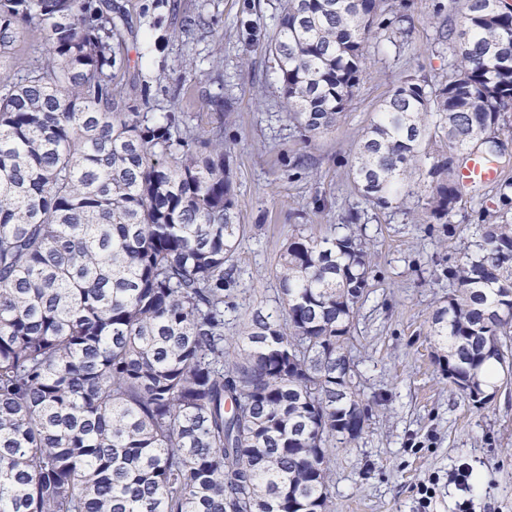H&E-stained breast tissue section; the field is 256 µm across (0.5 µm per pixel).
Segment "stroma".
<instances>
[{
	"instance_id": "35a3bbf8",
	"label": "stroma",
	"mask_w": 512,
	"mask_h": 512,
	"mask_svg": "<svg viewBox=\"0 0 512 512\" xmlns=\"http://www.w3.org/2000/svg\"><path fill=\"white\" fill-rule=\"evenodd\" d=\"M120 2L133 31L122 78L128 98L139 99L141 81L150 80L154 111L179 113L207 136L223 133L246 227L226 296L237 318L226 335L240 334L255 312L279 309L274 270L289 235H325L350 213L361 216L373 278L350 348L370 420L352 447L329 451L335 512H456L466 499L470 512H512V381L498 380L494 398L473 406L450 386L430 334L448 294L447 256L478 239L475 209L512 222V205L499 199L501 182H512V111L499 133V181L467 192L449 229L426 223L415 199L406 213L373 210L350 177L362 131L398 79L446 80L452 46L439 34L458 29V15L436 11L437 0H390L398 27L369 41L367 70L336 131L308 142L288 120L265 52L281 0H176L159 30L144 16L152 0ZM187 14L201 19L190 33L181 29ZM462 462L473 468L468 492L452 480ZM427 482L434 492L424 508L419 488Z\"/></svg>"
}]
</instances>
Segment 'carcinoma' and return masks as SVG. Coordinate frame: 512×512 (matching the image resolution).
<instances>
[{"instance_id": "cac0c4a2", "label": "carcinoma", "mask_w": 512, "mask_h": 512, "mask_svg": "<svg viewBox=\"0 0 512 512\" xmlns=\"http://www.w3.org/2000/svg\"><path fill=\"white\" fill-rule=\"evenodd\" d=\"M386 0H281L267 51L288 119L312 139L345 116ZM462 18L448 78L402 76L351 168L373 208L401 209L425 165L426 221L448 228L458 168L499 148L512 111V10ZM40 27L43 56L20 58ZM116 0H0V512H331L329 448L369 421L349 349L371 252L359 217L302 231L276 264L281 308L224 334L243 225L224 139L143 112L121 79ZM449 267L431 334L472 404L507 363L512 224L481 220Z\"/></svg>"}]
</instances>
